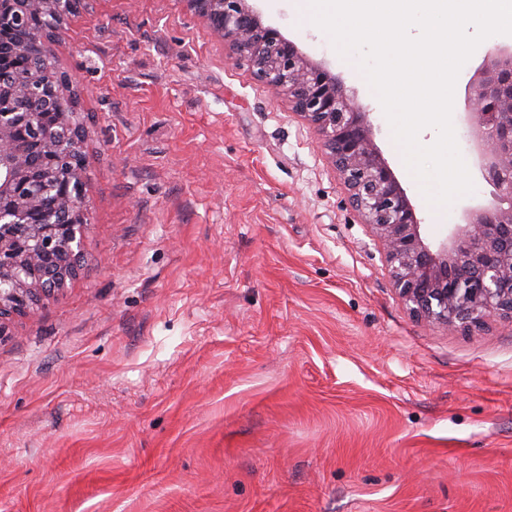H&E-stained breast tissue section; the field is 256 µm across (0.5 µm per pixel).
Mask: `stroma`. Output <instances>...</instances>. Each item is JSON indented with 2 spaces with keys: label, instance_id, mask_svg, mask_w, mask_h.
<instances>
[{
  "label": "stroma",
  "instance_id": "35a3bbf8",
  "mask_svg": "<svg viewBox=\"0 0 512 512\" xmlns=\"http://www.w3.org/2000/svg\"><path fill=\"white\" fill-rule=\"evenodd\" d=\"M357 92L427 234L433 207L357 66L301 0H258ZM512 35L461 69L467 85ZM176 0H88L54 61L84 114V262L0 337V512H512V322L424 326L315 132Z\"/></svg>",
  "mask_w": 512,
  "mask_h": 512
}]
</instances>
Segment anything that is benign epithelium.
I'll return each mask as SVG.
<instances>
[{"instance_id": "7a95c632", "label": "benign epithelium", "mask_w": 512, "mask_h": 512, "mask_svg": "<svg viewBox=\"0 0 512 512\" xmlns=\"http://www.w3.org/2000/svg\"><path fill=\"white\" fill-rule=\"evenodd\" d=\"M86 0H0V27L23 31L16 48L26 80L0 76V334L7 316L33 311L59 291L83 257L90 224L84 165L68 163L83 135L74 78L46 76L65 22ZM202 18L320 136L370 228L397 299L430 328L471 332L490 318L512 321V45L489 56L468 85L465 110L484 178L498 190L461 224L431 241L406 189L375 143L371 113L326 67L261 23L252 0H178ZM51 15L53 36L35 28Z\"/></svg>"}]
</instances>
